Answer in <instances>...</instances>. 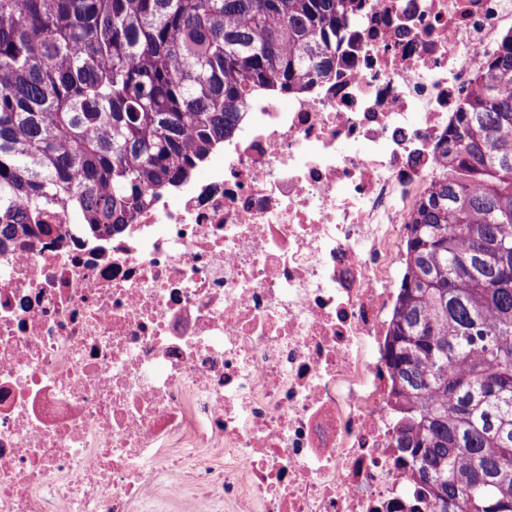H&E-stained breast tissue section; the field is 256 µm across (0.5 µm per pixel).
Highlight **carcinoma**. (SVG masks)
I'll return each instance as SVG.
<instances>
[{
  "label": "carcinoma",
  "instance_id": "1",
  "mask_svg": "<svg viewBox=\"0 0 512 512\" xmlns=\"http://www.w3.org/2000/svg\"><path fill=\"white\" fill-rule=\"evenodd\" d=\"M357 0H0V242L55 208L110 235L186 179L257 91L326 77ZM418 200L387 340L430 512H512V35Z\"/></svg>",
  "mask_w": 512,
  "mask_h": 512
}]
</instances>
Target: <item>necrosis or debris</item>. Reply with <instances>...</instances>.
<instances>
[{
  "instance_id": "4bbe7bcc",
  "label": "necrosis or debris",
  "mask_w": 512,
  "mask_h": 512,
  "mask_svg": "<svg viewBox=\"0 0 512 512\" xmlns=\"http://www.w3.org/2000/svg\"><path fill=\"white\" fill-rule=\"evenodd\" d=\"M512 0H361L329 77L121 232L0 248V512H129L166 449L196 512H429L386 344L410 215Z\"/></svg>"
}]
</instances>
